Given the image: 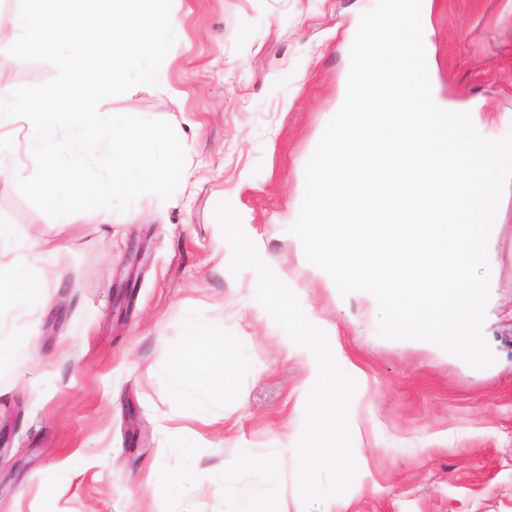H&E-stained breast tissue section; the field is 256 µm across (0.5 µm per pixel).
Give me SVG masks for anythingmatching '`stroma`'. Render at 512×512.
Segmentation results:
<instances>
[{"instance_id": "35a3bbf8", "label": "stroma", "mask_w": 512, "mask_h": 512, "mask_svg": "<svg viewBox=\"0 0 512 512\" xmlns=\"http://www.w3.org/2000/svg\"><path fill=\"white\" fill-rule=\"evenodd\" d=\"M374 3L175 0L183 28L157 85L105 105L174 127L186 162L168 200L56 224L0 182V225L45 242L32 277L59 274L27 315L0 312V512H301L286 442L302 431L307 362L256 317L252 273L231 274L213 217L221 198L363 372L349 412L357 476L313 512H512V321L494 324L496 361L483 369L382 338L369 294L341 296L288 231ZM425 31L439 100L479 106L497 137L512 132V0H427ZM9 45L0 38V78L54 76ZM503 211L490 315L512 308V199ZM125 284L116 321L112 289ZM191 323L226 337L223 358L190 348ZM178 357L208 360L223 383L174 389Z\"/></svg>"}]
</instances>
